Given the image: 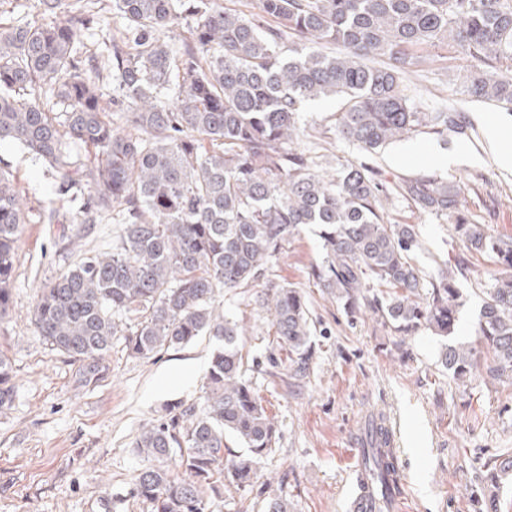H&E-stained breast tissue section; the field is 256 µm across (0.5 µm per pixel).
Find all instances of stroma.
<instances>
[{
	"instance_id": "stroma-1",
	"label": "stroma",
	"mask_w": 512,
	"mask_h": 512,
	"mask_svg": "<svg viewBox=\"0 0 512 512\" xmlns=\"http://www.w3.org/2000/svg\"><path fill=\"white\" fill-rule=\"evenodd\" d=\"M474 68L463 55L447 53L411 68L402 81L419 111L462 113L464 133L422 134L372 154L337 139L335 100L303 105L300 122L307 132L299 148L319 169L330 172L349 162L373 167L387 188L389 222L418 230L417 262L452 270L464 257L476 274L457 280L463 304L452 336L422 329L403 338L369 311L349 318L314 284L310 271L321 257L320 239L317 228H307L273 266L277 280L303 290L317 329V359L297 395L271 375L277 351L260 288L225 293L220 308L249 330L243 339L247 375L281 438L261 460L252 485L225 492L214 512H263V503L280 493L294 512H347L355 484L351 468L375 414L388 416L397 431L408 512H483L490 494L499 512H512V471L495 479L489 465L512 456V385L480 374L459 381L439 363L445 343L476 345L480 279L498 270L493 258L468 252L454 237L457 218L512 236V166L495 156L496 149L512 148V112L469 101L466 79ZM492 124L498 128L493 143L487 139ZM449 155L456 163H446ZM0 162L11 167L24 197L54 199L44 167L17 145L1 143ZM421 175L456 185L457 214H422L408 204L399 184ZM59 232L56 224L24 225L12 313L0 324V353L11 361L17 384L11 409L0 413V512H151L129 494L144 464L133 441L167 406L198 396L215 344L201 336L139 359L117 340L105 378L94 387L77 386L74 365L51 351L31 322L42 282L75 259L60 251Z\"/></svg>"
}]
</instances>
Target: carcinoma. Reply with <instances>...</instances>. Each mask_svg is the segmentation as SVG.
Masks as SVG:
<instances>
[{
    "mask_svg": "<svg viewBox=\"0 0 512 512\" xmlns=\"http://www.w3.org/2000/svg\"><path fill=\"white\" fill-rule=\"evenodd\" d=\"M49 16L0 22V142L41 162L55 193L77 206L63 216L28 205L15 175L0 166V322L10 313L22 225L62 224L70 250L93 224L118 225L112 248L95 251L40 287L32 323L50 349L77 366V382L104 378L113 339L149 359L199 336L216 341L201 394L141 428L146 459L131 494L152 512H213L224 489L251 485L280 431L245 377L240 321L217 312L218 298L263 282L272 365L292 394L311 375L317 350L300 288L273 278V264L305 226L319 224L322 261L310 275L353 318L368 308L396 332L455 333L462 294L455 279L413 261V224H389L383 183L363 164L327 178L293 147L307 101L334 97L336 137L372 153L422 133L460 126L449 112H420L402 75L442 50L477 62L467 80L474 101L512 110V0H258L252 18L224 0H111L125 28L107 63L80 51L93 0H38ZM179 37L175 61L169 34ZM334 43L341 52H327ZM112 79V93L104 79ZM179 92L162 94L171 79ZM94 150L93 161L75 158ZM421 213L448 216L458 190L434 177L404 181ZM454 230L470 252L501 267L477 325L488 379L512 384V237L478 224ZM384 288L371 292V286ZM440 364L455 379L478 369L473 346H444ZM16 394L0 354V413ZM369 431L362 449L369 512H389L399 490L394 453ZM237 439L246 454L228 452ZM264 512H292L286 495Z\"/></svg>",
    "mask_w": 512,
    "mask_h": 512,
    "instance_id": "1",
    "label": "carcinoma"
}]
</instances>
